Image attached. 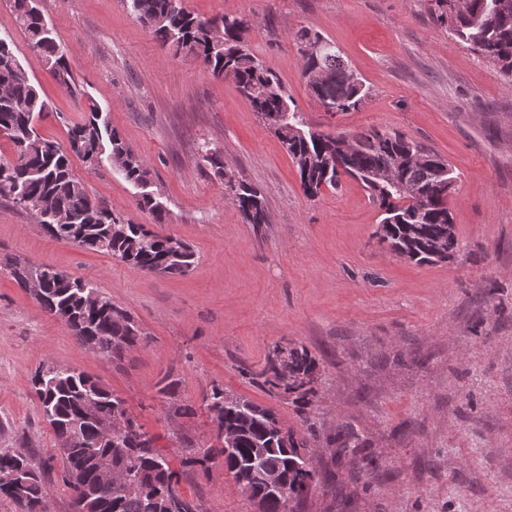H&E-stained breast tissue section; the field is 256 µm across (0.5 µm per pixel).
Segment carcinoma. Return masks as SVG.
<instances>
[{
    "mask_svg": "<svg viewBox=\"0 0 512 512\" xmlns=\"http://www.w3.org/2000/svg\"><path fill=\"white\" fill-rule=\"evenodd\" d=\"M136 18L161 46L175 56L199 60L213 75L230 78L259 117L272 118L273 134L293 160L304 193L312 198L322 187H341L342 179L360 181L379 209L380 242L395 254L417 264L436 262L433 246L447 242L453 252L456 238H448L452 223L448 209L450 165L437 155L408 140L399 132L376 128L352 135L354 150L339 153L337 136L307 125L298 112L281 78L255 55L248 44L251 22L244 16L224 15L200 19L187 12L181 0H129ZM450 29L463 42L512 77V0H447ZM15 22L31 50L38 53L53 77L69 87L74 83L66 54L40 9V0H10ZM297 52L306 71L320 70L327 78L311 89L317 100L337 112L359 109L367 91L363 82L345 64L335 43L319 32L302 27L294 33ZM322 43L317 54L307 55L311 43ZM48 109L21 64L12 40L0 37V135L14 148L13 156H0V200L21 209L19 194L26 191L42 204L33 213L35 223L56 240L81 249L100 252L132 264L143 271L162 275H184L195 264L196 254L186 243L168 235L160 236L144 224H133L91 197L74 172L71 156L90 170L116 159L125 179L144 188L138 207L158 222L165 217L159 195L146 190L150 170L146 162L102 119L95 103L84 118L68 128V148L42 137L37 122ZM233 203L251 224H266L268 216L260 192L241 181L231 195ZM43 309L62 319L81 343H90L104 359H119L124 350L147 340L140 326L112 297L79 278L50 266H40ZM282 349L275 347L266 365L254 373L257 383L271 394L289 399L303 415L311 404L319 366L307 349L288 347V371L280 370ZM33 377L42 417L61 439L78 431L73 448H58L62 459V481L80 494L72 495L74 512H156L151 498L163 496L167 483L177 477L162 450L143 426L115 438L100 441L98 419L112 412L126 411L125 401L99 381L73 367L65 366L53 375ZM96 395V417L83 415L86 393ZM207 408L220 407L217 434L233 431L236 447L224 457V467L240 489H246L249 472L259 465L279 472L290 490L313 480L304 457L315 453L308 441L298 440L284 430L276 415L242 396L225 393L213 386ZM112 462L135 480L131 487L122 482L97 478L96 463ZM52 466L36 465L27 453L0 451V498L10 501L15 512H49L48 478ZM261 497L264 512H294L299 496H285L256 486L247 499Z\"/></svg>",
    "mask_w": 512,
    "mask_h": 512,
    "instance_id": "cac0c4a2",
    "label": "carcinoma"
}]
</instances>
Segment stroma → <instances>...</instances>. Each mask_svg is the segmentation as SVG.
Here are the masks:
<instances>
[{
    "label": "stroma",
    "mask_w": 512,
    "mask_h": 512,
    "mask_svg": "<svg viewBox=\"0 0 512 512\" xmlns=\"http://www.w3.org/2000/svg\"><path fill=\"white\" fill-rule=\"evenodd\" d=\"M74 87L26 44L6 0L10 37L48 110L39 133L67 128L96 102L143 158L167 216L154 223L116 169L73 168L92 196L152 231L189 244L197 262L167 277L80 249L0 201V263L19 257L108 293L148 335L112 362L82 345L0 266V450L41 464L57 455L32 377L44 363L79 368L125 401L204 512H254L228 473L206 407L213 386L271 409L309 440L316 476L295 512H512V79L454 36L446 0H182L202 19L244 15L253 52L299 112L327 134L397 131L436 152L457 179L448 206L457 249L434 265L381 244L364 187L345 180L307 197L298 170L231 80L162 48L126 0H40ZM319 31L369 90L353 112L311 94L292 33ZM217 148L215 169L204 147ZM258 188L268 221L251 224L226 176ZM306 347L320 372L305 416L251 381L275 346ZM190 416L171 420L165 375ZM354 457L336 452L342 429ZM214 449L183 468L184 439Z\"/></svg>",
    "instance_id": "35a3bbf8"
}]
</instances>
